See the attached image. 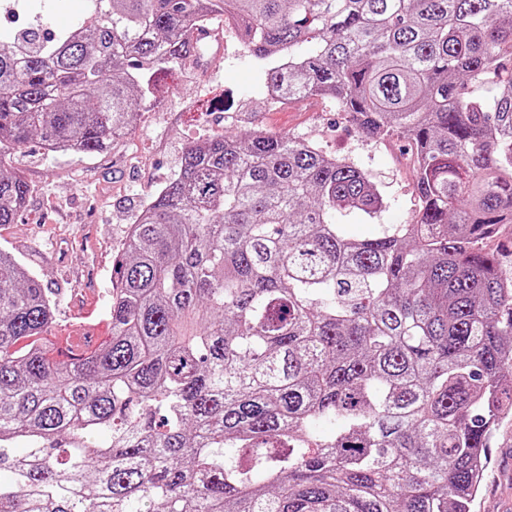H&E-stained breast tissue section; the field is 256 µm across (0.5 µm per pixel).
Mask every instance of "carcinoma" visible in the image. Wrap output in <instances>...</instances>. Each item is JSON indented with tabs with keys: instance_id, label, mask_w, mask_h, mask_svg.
Returning <instances> with one entry per match:
<instances>
[{
	"instance_id": "1",
	"label": "carcinoma",
	"mask_w": 512,
	"mask_h": 512,
	"mask_svg": "<svg viewBox=\"0 0 512 512\" xmlns=\"http://www.w3.org/2000/svg\"><path fill=\"white\" fill-rule=\"evenodd\" d=\"M86 2L45 40L31 0L0 45V224L30 192L1 157L107 149L221 16L264 83L403 138L421 206L351 238L336 213L383 208L353 164L194 143L131 224L109 342L67 362L36 340L50 290L0 250V512H470L512 414V277L483 248L512 224V0ZM491 73L489 107L465 84Z\"/></svg>"
}]
</instances>
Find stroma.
<instances>
[{
	"label": "stroma",
	"mask_w": 512,
	"mask_h": 512,
	"mask_svg": "<svg viewBox=\"0 0 512 512\" xmlns=\"http://www.w3.org/2000/svg\"><path fill=\"white\" fill-rule=\"evenodd\" d=\"M261 66L233 29L222 51H207L198 67L158 72L161 93L135 129L90 156L46 154L39 139L5 156L32 193L14 223L0 225V249L11 252L56 299L55 323L43 342L58 347L73 323V302L87 272L96 269V307L89 325L112 333V277L122 244L141 205L177 172L183 152L197 141L262 130L311 141L328 156L349 155L385 198L378 217L344 212L336 217L357 238L384 225L410 223L420 207L400 139L360 134L332 97L282 104L266 99ZM489 468L472 512H512V418L502 421L489 450Z\"/></svg>",
	"instance_id": "obj_1"
}]
</instances>
